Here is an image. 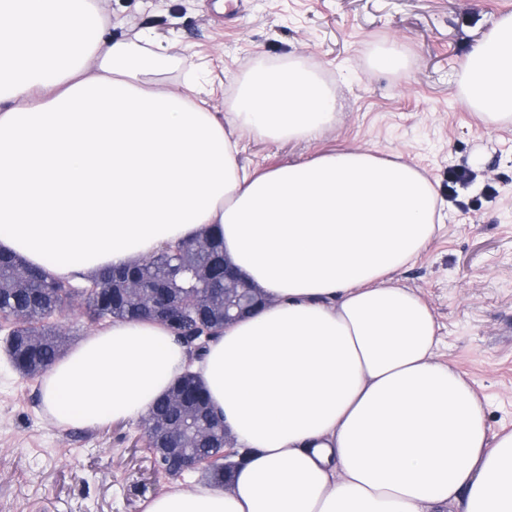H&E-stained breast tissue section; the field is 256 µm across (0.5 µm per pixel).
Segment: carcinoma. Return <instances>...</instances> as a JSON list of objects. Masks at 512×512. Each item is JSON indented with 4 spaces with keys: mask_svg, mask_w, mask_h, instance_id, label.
Here are the masks:
<instances>
[{
    "mask_svg": "<svg viewBox=\"0 0 512 512\" xmlns=\"http://www.w3.org/2000/svg\"><path fill=\"white\" fill-rule=\"evenodd\" d=\"M223 265L224 241L205 233L91 278L82 288L1 254L0 319L14 336V366L23 375L38 378L64 353L69 337L60 333L55 317L73 301H81L93 323L144 319L161 291L183 309L169 328L190 353L200 357L207 340L224 328V279L219 276ZM144 420H158L165 432L181 436L189 444L184 452L191 457H221L233 447L224 420L213 413L204 385L192 373L177 377ZM161 439L156 434L147 440L155 449L158 471L178 478L183 472L156 451ZM237 466L229 458L202 473L208 482L224 487Z\"/></svg>",
    "mask_w": 512,
    "mask_h": 512,
    "instance_id": "carcinoma-1",
    "label": "carcinoma"
}]
</instances>
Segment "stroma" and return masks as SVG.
Returning <instances> with one entry per match:
<instances>
[{
    "label": "stroma",
    "mask_w": 512,
    "mask_h": 512,
    "mask_svg": "<svg viewBox=\"0 0 512 512\" xmlns=\"http://www.w3.org/2000/svg\"><path fill=\"white\" fill-rule=\"evenodd\" d=\"M109 35L178 44L165 79L215 87L227 112L238 80L297 61L335 77L336 125L312 140L243 134L242 164L268 168L322 152H397L443 197V223L399 273L440 326L437 359L487 400L488 425L512 430V124L487 125L459 98V65L512 0H244L225 19L219 0H106ZM399 48L403 64L374 58ZM476 180L449 193L452 172ZM40 381L0 352V512H144L149 497L184 488L155 471L136 423L60 428Z\"/></svg>",
    "instance_id": "35a3bbf8"
}]
</instances>
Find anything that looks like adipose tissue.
<instances>
[{
	"label": "adipose tissue",
	"instance_id": "obj_1",
	"mask_svg": "<svg viewBox=\"0 0 512 512\" xmlns=\"http://www.w3.org/2000/svg\"><path fill=\"white\" fill-rule=\"evenodd\" d=\"M100 0H0V251L69 280L207 231L268 300L190 362L154 320L98 327L40 381L61 427L140 421L186 368L235 445L231 490L168 491L145 512H512V432L440 364L429 306L398 274L442 201L400 156L345 149L257 172L238 134L336 124L331 89L292 64L241 83L229 112L162 81L174 45L104 39ZM465 106L512 122V15L460 65Z\"/></svg>",
	"mask_w": 512,
	"mask_h": 512
}]
</instances>
